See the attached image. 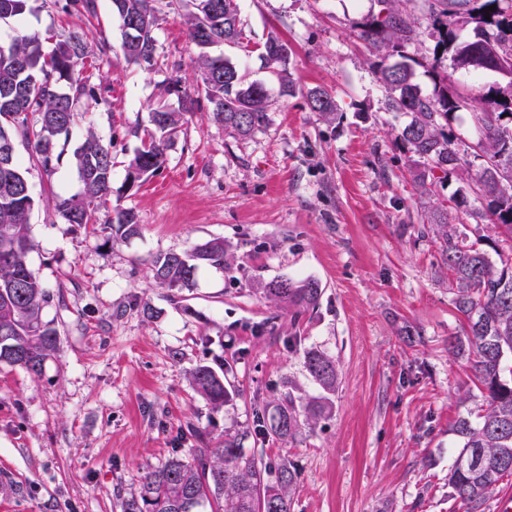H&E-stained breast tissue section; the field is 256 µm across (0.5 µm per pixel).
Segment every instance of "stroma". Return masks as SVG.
Masks as SVG:
<instances>
[{
    "mask_svg": "<svg viewBox=\"0 0 512 512\" xmlns=\"http://www.w3.org/2000/svg\"><path fill=\"white\" fill-rule=\"evenodd\" d=\"M87 19L67 0H31L22 26L54 41L84 32L95 52L86 68L108 107L80 101L71 142L53 175L30 169L32 271L54 295L45 320L59 349L40 374L0 364V512H122L144 474L172 455L241 436L245 452L294 465L291 512H463L449 497L450 428L477 412L483 396L467 358L448 350L463 333L442 241L427 215L464 183L452 174L431 198L412 189L411 152L399 139L404 115L388 108L379 53L355 26L382 14V0H240L242 46L216 45L248 79L277 97L267 126L240 139L202 104L168 145L155 174L126 188V162L150 112L177 105L166 91L195 80L199 50L186 35L191 0H156L155 62L128 63L110 0ZM425 0L406 48L417 81L438 33ZM291 48L296 92L278 95L259 59L270 34ZM494 73L458 83L465 100L448 133L459 150L478 136L475 98ZM330 92L336 115L308 106ZM112 142V196L99 211L133 210L139 235L69 228L50 194L81 183L72 152L87 125ZM224 241V265L199 268L193 288L172 293L148 277L152 256ZM318 281V303L296 309L270 301L266 284ZM151 316H144V307ZM331 357L336 389L324 393L304 364L307 350ZM223 367L231 396L219 409L195 392L198 366ZM326 395L330 409L290 439L270 427L286 398Z\"/></svg>",
    "mask_w": 512,
    "mask_h": 512,
    "instance_id": "stroma-1",
    "label": "stroma"
}]
</instances>
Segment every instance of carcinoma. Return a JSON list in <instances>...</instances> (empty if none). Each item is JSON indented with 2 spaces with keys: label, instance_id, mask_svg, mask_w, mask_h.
Here are the masks:
<instances>
[{
  "label": "carcinoma",
  "instance_id": "obj_1",
  "mask_svg": "<svg viewBox=\"0 0 512 512\" xmlns=\"http://www.w3.org/2000/svg\"><path fill=\"white\" fill-rule=\"evenodd\" d=\"M29 0H0V20H19ZM154 0H111V11L122 30V52L135 64H149L156 51ZM390 7L381 20L357 26L358 37L374 46L381 57L380 81L389 90V108L409 117L400 138L410 146L414 189L420 195L451 173L464 175L460 156L446 128L460 108L459 94L448 84V76L436 72L440 55H450L452 67L465 66L477 74L501 60L512 68V0H426L428 15L439 40L433 52L431 74L434 89L424 92L416 82L405 47L413 41L418 21L403 11L406 0H387ZM194 12L186 25L188 37L201 49L198 69L201 80L187 84L176 79L172 91L179 107L152 112L153 129L144 133L141 146L128 160V186L161 169L166 162V145L188 123L202 101L211 105V120L228 133L248 138L267 123L272 100L265 84L248 81L226 57L210 56L204 49L213 45H237L238 0H193ZM496 6L484 13L482 9ZM473 26L474 39L461 38L459 31ZM290 48L279 36L271 35L260 59L275 75L279 95L293 94L296 84L289 71ZM93 49L84 33L73 31L56 43L51 52L43 49L37 33L21 30L6 44L0 43V151L24 143L29 163L50 174L60 164V141H69L77 103L90 99L107 107L89 77L83 74ZM475 113L482 138V160L475 185L488 201L491 225L501 243L512 251V180L503 172L512 168V80L495 85L479 96ZM312 111L329 119L336 112L331 93L314 89L308 93ZM81 190L69 196L56 195L54 208L64 223L97 231L98 211L112 196V142L88 127L73 151ZM451 209L432 213L435 231L443 241V261L448 278L456 283L454 307L466 322L464 337L448 343L449 350L471 363L485 405L477 415L460 416L451 427L460 449L448 467L451 496L465 512H482L483 505L504 478L512 477V261L495 263L481 246L471 241L450 219L469 214L466 195L452 198ZM35 199L26 169L17 155L0 158V363L20 367L30 374L41 370L43 361L58 349V331L43 318L53 301L28 263L31 249L30 213ZM112 231L122 240L139 234L131 209H115ZM202 265L224 266V241L209 240L190 252L158 253L149 271L154 282L180 292L194 286ZM272 300L297 308L317 304L321 288L314 280L288 279L265 286ZM305 367L327 391L336 387V362L319 350L305 353ZM194 389L213 407L224 405L229 391L224 374L203 365L191 374ZM329 399L310 401L298 408L294 401L279 408L277 435L286 438L301 425L300 417L313 421L328 406ZM298 472L291 465L274 466L248 455L235 437L214 448H197L192 457L170 458L144 476L137 492L123 503L124 512H290L291 492Z\"/></svg>",
  "mask_w": 512,
  "mask_h": 512
}]
</instances>
